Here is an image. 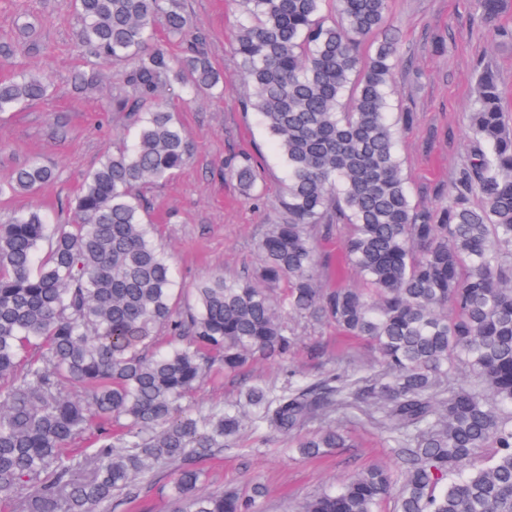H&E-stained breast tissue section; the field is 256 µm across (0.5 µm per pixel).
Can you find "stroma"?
Masks as SVG:
<instances>
[{
  "label": "stroma",
  "mask_w": 512,
  "mask_h": 512,
  "mask_svg": "<svg viewBox=\"0 0 512 512\" xmlns=\"http://www.w3.org/2000/svg\"><path fill=\"white\" fill-rule=\"evenodd\" d=\"M182 2L206 38L210 60L224 72V96L188 100L178 89L165 91L163 101L188 131L192 152L172 179L144 185L141 193L173 262L177 286L187 292L212 273L236 276L259 265L258 243L279 218L282 171L253 116L240 106L244 85L232 48L235 15L229 0ZM390 5L402 56L394 76L392 111L414 115L399 152L414 200L431 207L469 153V115L482 64L496 70L502 103L512 118V47L498 35L499 29L512 30V9L496 25L486 26L476 19L475 0H391ZM95 71L108 74V81L75 92L76 75ZM17 72L46 77L55 93L0 117V181L33 158L51 167L55 177L37 193H20L0 205V218L34 206L56 211L73 197L83 176L121 146L128 124L113 100L129 90L117 78L115 65L97 61L80 45L74 0H0V79ZM240 154L267 161L261 203L245 200L224 171L226 160ZM298 330L305 346L321 345L320 359L311 360L304 348L287 368L277 361H260L237 375L215 373L189 398L191 408L208 413L246 382L281 387L290 368L315 377L339 366L364 368L374 361L367 345L343 338L335 328L303 323ZM338 425L350 432L352 447L315 459L295 453L282 437L246 426L235 444L196 460L201 486L245 492L260 483L267 489L263 512H298L306 498L370 464L400 475V457L359 414ZM174 472V466H157L138 496L113 500L112 512H173Z\"/></svg>",
  "instance_id": "obj_1"
}]
</instances>
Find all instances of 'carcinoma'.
Instances as JSON below:
<instances>
[{
    "instance_id": "cac0c4a2",
    "label": "carcinoma",
    "mask_w": 512,
    "mask_h": 512,
    "mask_svg": "<svg viewBox=\"0 0 512 512\" xmlns=\"http://www.w3.org/2000/svg\"><path fill=\"white\" fill-rule=\"evenodd\" d=\"M390 0H233V47L254 114L285 173L281 218L254 274L198 282L177 301L139 193L183 167L189 137L156 103L224 93V74L190 34L180 0H75L77 37L123 64L134 97L129 143L105 156L68 202L72 223L38 209L0 224V501L18 512H110L160 462H183L177 512H260L263 486L207 493L188 464L230 445L246 422L287 437L303 457L349 447L331 418L360 411L400 450V478L371 464L305 500L299 512H512V128L497 74L474 88L467 161L433 210L413 201L398 155L409 118L391 120L398 61ZM492 23L503 0H477ZM179 42L155 44L157 26ZM24 74L0 82V114L48 95ZM260 199L251 159L227 167ZM53 170L33 160L0 199L33 193ZM349 233L336 260L365 288L321 286L331 265L315 239ZM368 342L367 369L316 378L288 370L206 415L183 401L222 365L288 363L294 323ZM317 422L310 435L303 430ZM96 448L70 444L89 429Z\"/></svg>"
}]
</instances>
